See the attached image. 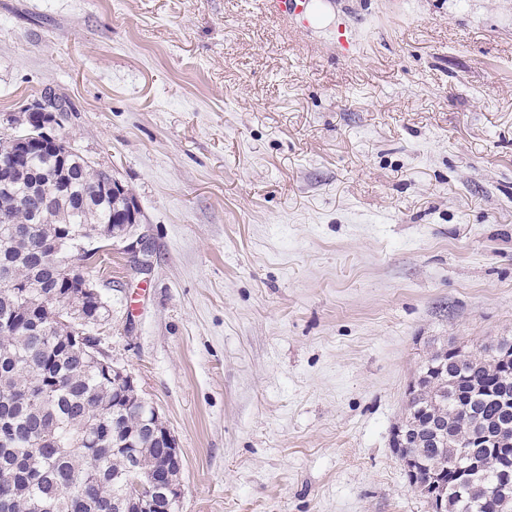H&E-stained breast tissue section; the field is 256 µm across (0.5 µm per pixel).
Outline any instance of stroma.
<instances>
[{"mask_svg": "<svg viewBox=\"0 0 512 512\" xmlns=\"http://www.w3.org/2000/svg\"><path fill=\"white\" fill-rule=\"evenodd\" d=\"M328 6L351 54L266 0H0V116L67 94L151 240L84 272L181 512H428L407 386L512 336V0ZM406 435L407 430H404L401 426H397L394 429L393 437H392V443L393 445H396L398 448H394L396 453L399 455L403 466L407 470L408 473H411L412 478L411 482L413 483V487L429 502L430 504V510L432 512H443V498L442 494L440 493V482L437 481L436 475H433L432 481L427 485H418L415 484L414 481V474L415 471L413 469H410L409 465L412 464L413 458L411 454H406L404 450L411 449L406 448L408 447L406 442Z\"/></svg>", "mask_w": 512, "mask_h": 512, "instance_id": "1", "label": "stroma"}]
</instances>
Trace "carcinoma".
Segmentation results:
<instances>
[{"mask_svg": "<svg viewBox=\"0 0 512 512\" xmlns=\"http://www.w3.org/2000/svg\"><path fill=\"white\" fill-rule=\"evenodd\" d=\"M49 106L70 120L71 99L52 87L40 91ZM0 167L15 170L0 192V268L12 284L0 283V512H114L125 493L132 464L164 468L168 447L143 431L145 407L135 392L107 379L83 354L77 338L51 333L52 314L77 302L96 306L85 281H62L39 266L40 249L51 241L65 248L87 225L102 231L129 223L124 201L108 194L112 171L76 151L66 157L32 152ZM36 225L13 236L15 226ZM512 349L502 338L448 366L428 373L408 400L405 420L424 424L432 414L447 422L444 442L418 450L417 479L454 464L450 445L466 442V411L495 429L512 428V368L495 352ZM483 469L467 474L465 489L445 490L447 512H512L495 492L512 481L501 449L481 448Z\"/></svg>", "mask_w": 512, "mask_h": 512, "instance_id": "1", "label": "carcinoma"}]
</instances>
